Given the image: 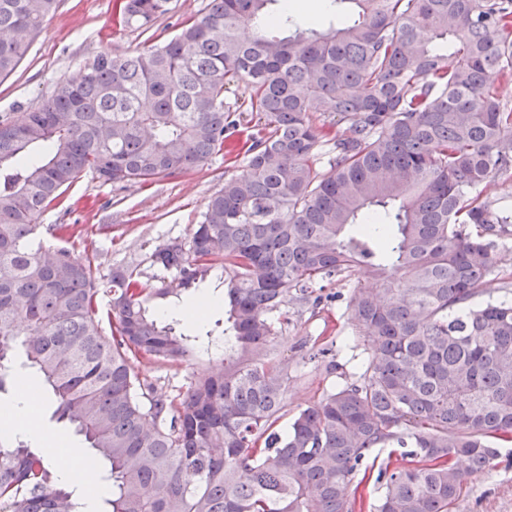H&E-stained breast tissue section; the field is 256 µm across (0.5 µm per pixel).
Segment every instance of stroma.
<instances>
[{"instance_id": "stroma-1", "label": "stroma", "mask_w": 512, "mask_h": 512, "mask_svg": "<svg viewBox=\"0 0 512 512\" xmlns=\"http://www.w3.org/2000/svg\"><path fill=\"white\" fill-rule=\"evenodd\" d=\"M208 0H172L169 14L149 30L126 28L115 18L116 0H60L59 7L34 40L17 69L0 77V116L36 102L62 77L77 76L89 57L106 50L128 54L163 44L177 31L181 19L200 13ZM244 159L231 162L215 155L193 171L162 179L151 186L137 183L105 184L87 175L74 183L42 214L44 224H74L83 231L74 238L76 254L90 257L99 278H108L113 268L134 270L146 288L164 287L168 276L153 263L156 247L172 239L190 241L208 199L225 180L242 174ZM358 272L343 281L325 283L318 307L288 299L284 305L288 324L274 342L278 358L288 367L286 406L277 427L286 430L293 416L307 405L358 373L364 357V338L349 319L348 303L354 288L368 285ZM211 297L215 305L204 320H187L182 311L198 296ZM224 286L219 273L180 298L156 299L155 313L174 322L176 332L196 337L193 355L178 364L156 363L136 356L132 364L141 379L167 396L184 394L194 378L221 366L224 360ZM332 347L339 371L326 369V358L318 349ZM39 404L45 441L35 443L46 451L47 439H67L79 454H88L83 436L57 421L56 403L41 379L27 374ZM498 465L473 474L454 512H512V443L502 444Z\"/></svg>"}]
</instances>
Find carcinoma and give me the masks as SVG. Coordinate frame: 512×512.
Returning a JSON list of instances; mask_svg holds the SVG:
<instances>
[{"mask_svg": "<svg viewBox=\"0 0 512 512\" xmlns=\"http://www.w3.org/2000/svg\"><path fill=\"white\" fill-rule=\"evenodd\" d=\"M117 2L118 21L145 31L171 11ZM276 2L209 0L165 44L99 52L37 106L0 117V392L27 368L43 376L57 420L109 467L107 512H355L347 490L384 449L406 465L379 468L374 512H453L469 471L512 441V304L470 305L512 236L486 194L512 178V105L495 91L512 79V0H326L357 17L323 30L269 11ZM57 3L0 0V77ZM230 78L249 89L235 107ZM337 116L348 126L333 135ZM236 137L244 172L209 198L189 243L153 253L170 288L147 290L123 267L103 281L56 244L70 225L39 223L87 173L149 185ZM217 267L224 371L170 399L130 356L179 363L196 339L149 302ZM358 269L376 282L348 305L363 372L282 433V305ZM0 512H79L46 456L5 432Z\"/></svg>", "mask_w": 512, "mask_h": 512, "instance_id": "1", "label": "carcinoma"}]
</instances>
